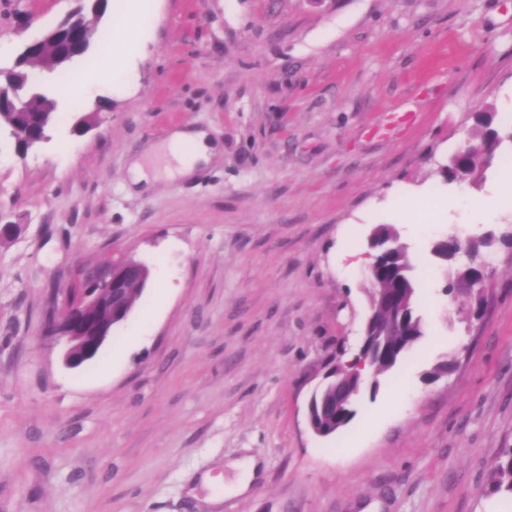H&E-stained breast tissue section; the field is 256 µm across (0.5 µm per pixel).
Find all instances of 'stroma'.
<instances>
[{
    "label": "stroma",
    "mask_w": 512,
    "mask_h": 512,
    "mask_svg": "<svg viewBox=\"0 0 512 512\" xmlns=\"http://www.w3.org/2000/svg\"><path fill=\"white\" fill-rule=\"evenodd\" d=\"M77 5L0 0V69ZM149 8L124 83L96 64L125 10L109 0L84 55L33 73L57 102L49 141L21 154L0 132V222L21 228L0 241V512H512L488 489L512 448V192L498 159L473 181L439 173L474 113L512 116V0ZM75 77L83 93L61 96ZM184 124L210 130L211 163L131 192L130 161ZM379 225L408 247L424 334L321 438L311 393L368 310L345 254ZM489 231L476 319L429 249ZM125 252L150 281L67 368L45 334L53 292ZM245 456L259 473L226 495Z\"/></svg>",
    "instance_id": "35a3bbf8"
}]
</instances>
